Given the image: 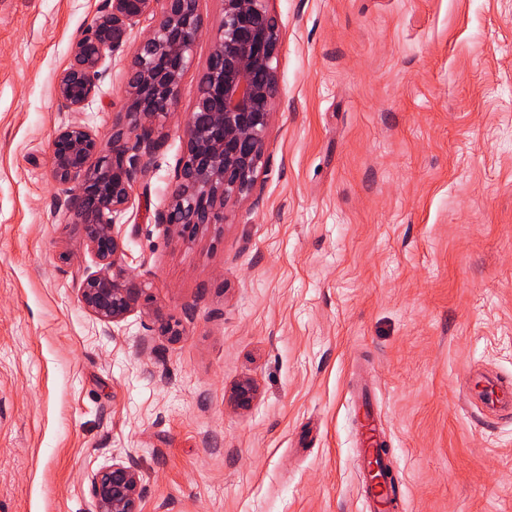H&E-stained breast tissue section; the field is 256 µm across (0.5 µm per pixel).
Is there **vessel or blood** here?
Listing matches in <instances>:
<instances>
[{
	"label": "vessel or blood",
	"instance_id": "1",
	"mask_svg": "<svg viewBox=\"0 0 512 512\" xmlns=\"http://www.w3.org/2000/svg\"><path fill=\"white\" fill-rule=\"evenodd\" d=\"M465 383L471 388L482 387L480 400L486 409L512 408V383L489 380L480 373L468 374ZM358 420L361 427L358 444L363 467L361 501L367 512H395L402 499V490L390 462L387 441L379 431L378 413L369 396L361 398Z\"/></svg>",
	"mask_w": 512,
	"mask_h": 512
}]
</instances>
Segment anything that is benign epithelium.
I'll use <instances>...</instances> for the list:
<instances>
[{
	"label": "benign epithelium",
	"instance_id": "7a95c632",
	"mask_svg": "<svg viewBox=\"0 0 512 512\" xmlns=\"http://www.w3.org/2000/svg\"><path fill=\"white\" fill-rule=\"evenodd\" d=\"M154 0H106L104 13L74 42L69 65L59 74L61 106L80 112L98 94L106 56L128 41L130 28L152 11ZM270 0H224L207 70L186 126L187 151L176 184L156 224L167 235L194 237L205 224L224 223V211L253 193L265 135L280 100L274 61L280 34ZM202 29L197 0H164L159 21L147 31L131 60L127 122L112 127V151L80 123L58 129L50 144L58 204L75 222L94 225L86 245L97 269L85 271L80 301L105 326L117 324L152 296L117 266L120 231L114 215L126 209L131 189L150 164L156 122L176 106L181 78ZM252 380L235 388L249 405ZM95 512H141L138 467L113 460L90 479Z\"/></svg>",
	"mask_w": 512,
	"mask_h": 512
}]
</instances>
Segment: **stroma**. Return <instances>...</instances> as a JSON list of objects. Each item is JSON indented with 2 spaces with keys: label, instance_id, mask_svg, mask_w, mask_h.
Masks as SVG:
<instances>
[{
  "label": "stroma",
  "instance_id": "obj_1",
  "mask_svg": "<svg viewBox=\"0 0 512 512\" xmlns=\"http://www.w3.org/2000/svg\"><path fill=\"white\" fill-rule=\"evenodd\" d=\"M102 5L0 0V512H94L115 458L142 512H360L363 384L397 512H512V417L462 388L472 368L512 382V0H272L281 101L256 190L183 240L156 217L224 11L198 0L178 104L116 217L153 302L110 327L79 301L96 264L50 143L79 122L109 144L162 5L71 112L56 79Z\"/></svg>",
  "mask_w": 512,
  "mask_h": 512
}]
</instances>
